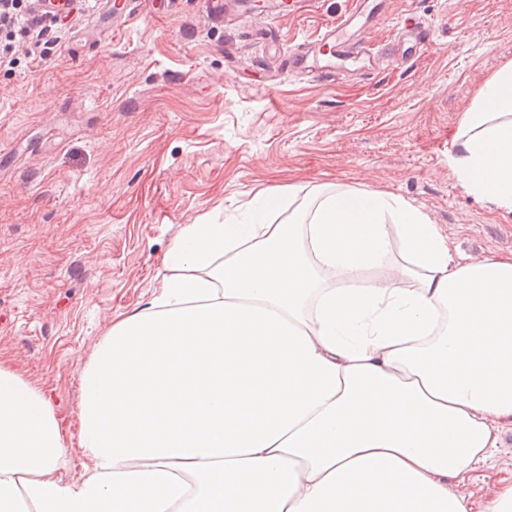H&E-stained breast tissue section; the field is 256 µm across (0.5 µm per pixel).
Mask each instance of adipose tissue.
<instances>
[{"label": "adipose tissue", "instance_id": "1", "mask_svg": "<svg viewBox=\"0 0 512 512\" xmlns=\"http://www.w3.org/2000/svg\"><path fill=\"white\" fill-rule=\"evenodd\" d=\"M454 141L461 185L512 212V62ZM163 264L82 368L81 479L0 361V512H512V479L466 488L512 431L511 256H454L417 207L336 188L182 225Z\"/></svg>", "mask_w": 512, "mask_h": 512}]
</instances>
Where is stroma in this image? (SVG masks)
Here are the masks:
<instances>
[{
  "mask_svg": "<svg viewBox=\"0 0 512 512\" xmlns=\"http://www.w3.org/2000/svg\"><path fill=\"white\" fill-rule=\"evenodd\" d=\"M84 0L38 68H0V361L51 389L81 476L80 372L113 319L160 288L181 225L237 218L259 190L394 194L473 259L512 256V212L448 167L479 88L512 62V0H365L393 63L322 80L289 55L353 0L271 21L239 0ZM414 16L432 44L402 60Z\"/></svg>",
  "mask_w": 512,
  "mask_h": 512,
  "instance_id": "stroma-1",
  "label": "stroma"
}]
</instances>
